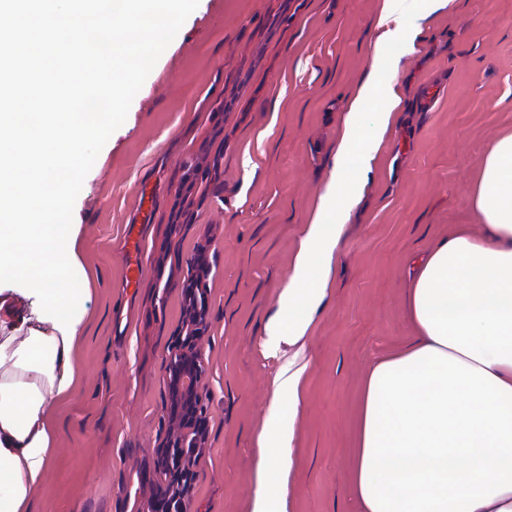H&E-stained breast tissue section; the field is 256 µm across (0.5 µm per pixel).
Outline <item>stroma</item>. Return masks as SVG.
<instances>
[{"instance_id":"35a3bbf8","label":"stroma","mask_w":512,"mask_h":512,"mask_svg":"<svg viewBox=\"0 0 512 512\" xmlns=\"http://www.w3.org/2000/svg\"><path fill=\"white\" fill-rule=\"evenodd\" d=\"M381 0H199L134 97L75 201L85 289L80 380L55 408L33 512H154L167 482L165 365L206 250L198 344L208 434L186 512H250L258 437L281 364L264 349L328 179L345 109L371 68ZM402 97L334 254L305 339L291 512H355L351 455L363 381L414 334L410 272L459 230L496 139L512 131V0H452L399 63ZM149 186L155 204L139 211ZM144 253L121 283L128 225ZM201 263H204V270L209 267L207 256H206L205 252L197 254L192 259V265L197 269L198 274H197L196 278L191 281L189 287L187 288V294H191V295H195V296H198L201 294V291L203 289L202 280L204 277L203 271H201L199 269ZM191 305H192L193 309H196L198 306L202 312L205 311V304H204V301H203V298L201 295L198 296L197 299L192 298Z\"/></svg>"}]
</instances>
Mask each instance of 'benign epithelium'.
I'll return each instance as SVG.
<instances>
[{"mask_svg":"<svg viewBox=\"0 0 512 512\" xmlns=\"http://www.w3.org/2000/svg\"><path fill=\"white\" fill-rule=\"evenodd\" d=\"M208 263L206 253L192 259L198 274L187 288V293L198 296L203 289L204 273L201 264ZM205 330V321L186 323L183 332L175 338L166 366V384L170 407L168 418L173 435L163 447L171 491L164 499L161 512H182V498L188 492L193 473L195 451L201 447L206 433V408L199 390L204 372L198 353V342Z\"/></svg>","mask_w":512,"mask_h":512,"instance_id":"benign-epithelium-1","label":"benign epithelium"}]
</instances>
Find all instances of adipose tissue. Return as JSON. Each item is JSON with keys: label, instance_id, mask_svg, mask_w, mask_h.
<instances>
[{"label": "adipose tissue", "instance_id": "1", "mask_svg": "<svg viewBox=\"0 0 512 512\" xmlns=\"http://www.w3.org/2000/svg\"><path fill=\"white\" fill-rule=\"evenodd\" d=\"M451 0H383L372 70L351 99L333 167L302 240L265 346L295 351L275 378L258 444L251 512H288L284 487L307 368L296 349L327 296L342 229L401 99L399 51ZM376 121L365 122L367 109ZM472 204L488 232L442 239L418 264L407 297L415 334L376 359L363 390L355 452L357 512H512V134L482 166ZM63 335L29 313L0 321V512H32L52 460L50 407L62 386Z\"/></svg>", "mask_w": 512, "mask_h": 512}]
</instances>
